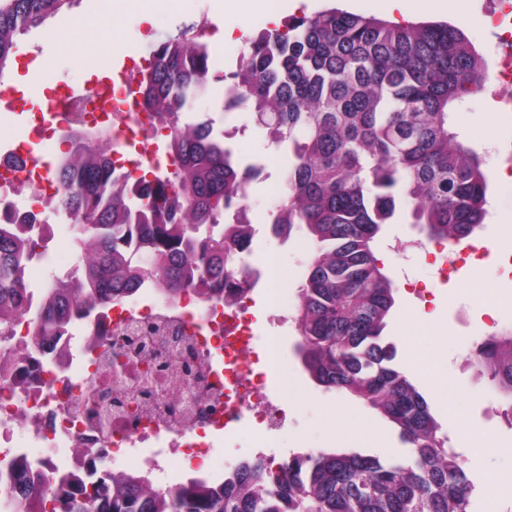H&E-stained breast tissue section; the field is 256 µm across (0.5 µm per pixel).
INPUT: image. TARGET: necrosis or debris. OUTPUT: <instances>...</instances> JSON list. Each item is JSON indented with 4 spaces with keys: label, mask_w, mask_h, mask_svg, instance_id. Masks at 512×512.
I'll list each match as a JSON object with an SVG mask.
<instances>
[{
    "label": "necrosis or debris",
    "mask_w": 512,
    "mask_h": 512,
    "mask_svg": "<svg viewBox=\"0 0 512 512\" xmlns=\"http://www.w3.org/2000/svg\"><path fill=\"white\" fill-rule=\"evenodd\" d=\"M50 99L59 114L31 113L25 128L0 140L1 223L47 232L44 214L61 187L34 141L54 139L68 126L111 132L112 174L120 180L171 169L173 159L162 147L169 130L145 109L130 71L82 90H55ZM404 249L432 257L436 277L444 280L482 257L475 247L466 255L448 253L434 240H414ZM236 267L247 289L241 298L216 303L187 292L170 302L146 284L42 338L37 363L23 355L30 337L26 320L18 319L13 351L0 349V365L11 371L0 380V473L24 461L32 478L50 472L81 483L109 459L160 475L176 460L206 462L221 442L247 429L260 434L251 459L272 462L267 448L287 410L270 393L267 372L284 361L292 304L273 291L269 269L245 260ZM260 292L271 300L269 321L277 331L259 346L252 308ZM116 336L124 337L132 360L152 362L150 379L138 382L134 370L116 377L103 366ZM61 448L68 456H58Z\"/></svg>",
    "instance_id": "obj_1"
}]
</instances>
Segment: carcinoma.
Segmentation results:
<instances>
[{
	"mask_svg": "<svg viewBox=\"0 0 512 512\" xmlns=\"http://www.w3.org/2000/svg\"><path fill=\"white\" fill-rule=\"evenodd\" d=\"M75 2L3 0L0 75L17 36ZM209 71L201 34L187 28L155 45L139 93L170 129L164 148L173 167L140 176L134 190L112 178L105 132L62 131L53 176L64 187L58 208L81 234L80 268L48 283L30 310L20 264L41 244L0 223V344L20 317L37 341L141 284L175 296L199 285L218 299L236 285L227 255L250 253L254 228L231 207L254 169L239 168L224 143L181 121ZM488 75L457 27L330 8L256 31L224 76L236 93L222 107L252 112L288 152L286 202L271 215L273 231L286 238L301 224L316 246L299 289L296 353L317 385L364 400L397 427L410 461L304 453L276 470L244 463L219 489L194 480L172 491L145 474L109 471L105 499L95 484L74 487L51 475L37 501L20 468L0 484L10 512H468L475 482L423 394L395 367L396 346L384 340L396 285L372 244L399 204L429 239L454 243L484 223L490 173L450 114ZM472 356L512 422V333L477 343Z\"/></svg>",
	"mask_w": 512,
	"mask_h": 512,
	"instance_id": "carcinoma-1",
	"label": "carcinoma"
}]
</instances>
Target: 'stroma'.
I'll list each match as a JSON object with an SVG mask.
<instances>
[{"instance_id": "obj_1", "label": "stroma", "mask_w": 512, "mask_h": 512, "mask_svg": "<svg viewBox=\"0 0 512 512\" xmlns=\"http://www.w3.org/2000/svg\"><path fill=\"white\" fill-rule=\"evenodd\" d=\"M282 15L311 14L326 7L375 16L404 24L419 21H445L462 26L464 33L478 51L494 44V29L487 22L495 12L498 0H439V7L430 12L413 9L391 11L386 0H278ZM100 0H75L73 7L48 18L40 27L17 39L16 53L10 67L18 89L26 87L29 65H38L49 85L59 83L74 88L88 86L90 76L80 63L79 55L92 43L97 33L80 29L75 20L81 15L98 13ZM120 26L124 38L120 48L103 56L100 74L130 66L133 59L149 54L152 47L177 34L179 28L207 20L210 29L223 31L232 26L230 37L221 40L226 70H234L240 50L248 37L270 24L257 0H247L237 8L234 0H178L173 16L155 24L141 22L138 10L120 4ZM65 32L69 44H59L57 33ZM222 94L216 89L197 92L187 105L188 111L205 115L215 129L227 131L233 138L234 156L241 165L260 163L264 176L251 190L250 219L256 232L249 260L255 264L273 262L272 286L278 292L296 299L303 281L300 267L306 266L315 251L305 229H294L289 237L272 235L268 230L270 217L283 191L282 172L288 164L284 149L271 144L265 132L254 122L251 112L241 109L224 111ZM452 123L463 135L470 148L484 155L488 167L496 160L486 149L497 140L512 138V112L500 109L490 94L481 93L465 98L453 109ZM489 197L495 203L496 219L486 221L477 232L489 255L479 265L465 264L452 274L448 282L434 283V300L430 307L405 290H398L396 311L389 320L385 334L395 342L396 362L410 381L422 392L432 414L441 425L448 445L454 448L466 472L473 477L476 489L468 512H512V424L505 419L502 399L486 374L471 362V351L483 340L476 327L487 313L497 312L501 321L498 333L512 331V274L502 272L498 256L506 241L512 240V229L506 222L512 218V182L492 179ZM54 244L55 264L33 268L36 277H56L70 272L78 263L81 250L79 234L71 224ZM420 229L411 224L405 214H398L393 223L384 225L374 248L381 266L390 276L407 272L409 277L433 281L430 259L405 261L388 249L391 242L419 235ZM480 268L487 283L478 296L470 295V275ZM434 356L433 373H425L415 363L414 353ZM269 388L288 404V421L276 436L273 449L277 457L292 452L301 453L343 450L382 460L407 458L411 450L404 445L394 426L363 400L348 393H337L317 386L302 364L289 368L287 375L272 373ZM487 434L495 443L494 452L480 455L466 453L464 428ZM488 498L487 510H480L481 498Z\"/></svg>"}]
</instances>
